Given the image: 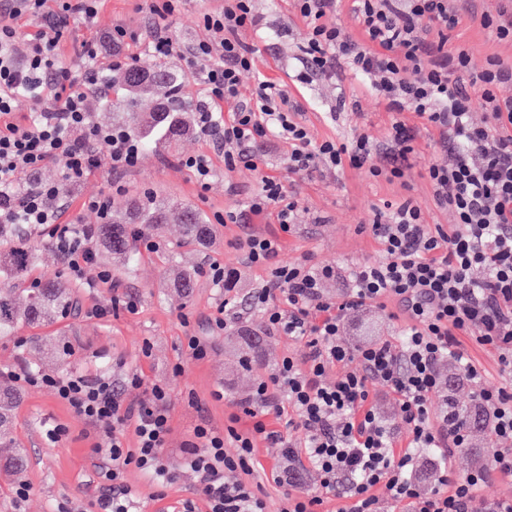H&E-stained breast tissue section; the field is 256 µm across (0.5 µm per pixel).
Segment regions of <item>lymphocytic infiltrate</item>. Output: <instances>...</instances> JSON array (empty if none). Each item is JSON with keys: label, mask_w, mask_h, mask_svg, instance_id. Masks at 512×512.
Returning <instances> with one entry per match:
<instances>
[{"label": "lymphocytic infiltrate", "mask_w": 512, "mask_h": 512, "mask_svg": "<svg viewBox=\"0 0 512 512\" xmlns=\"http://www.w3.org/2000/svg\"><path fill=\"white\" fill-rule=\"evenodd\" d=\"M0 0V224L49 227L57 250L68 260L71 276L95 285L109 279L93 247V227L63 221L64 200L92 169L118 173L134 168L141 148L131 132L96 123L87 108L94 89L113 73L129 68L121 47L125 32L113 28L107 38L81 42V69L64 64L60 46L75 18L94 21L100 0ZM338 0H297L306 25L299 47L307 68L335 75L347 68L365 80L371 94L389 111L412 112L438 134L439 154L426 176L438 208L451 211L454 224L429 225L412 199L387 202L375 209L369 230L384 254L382 261L352 270L351 291L342 301L324 299L323 279L332 267L306 262L278 264L277 238L253 236L246 242L249 264L269 269L254 304L268 325L303 344L302 355L285 357L269 380L260 382L246 413L252 428L228 427L218 433L194 428L184 460L196 477V499L182 512H265L266 504L248 478L260 463L258 441L281 447L289 461L306 457L315 468L317 488H297V474L273 468L271 481L284 489L282 512H320L326 494L345 486L353 512H378L379 491L407 503L410 512H470L469 505L489 472L512 476V387L483 388L481 374L465 352L464 341L498 354L502 371L512 375V66L491 58L472 81L465 82L470 57L449 50L459 14L449 0H353L352 16L363 37L344 36L334 23ZM179 0H150L157 23L149 44L153 58H183L198 78L197 126L224 144V169L244 166L261 172L255 149L259 138L274 135L288 143L289 174L302 175L324 166L363 168L387 181L403 178L412 166L415 129L393 123L386 146L358 136L314 142L288 107L280 85L261 81L243 92L242 77L255 66V49L241 40L253 23L251 0H224V8L205 14L203 38L186 45L168 32L167 21ZM26 16L43 20L31 37L20 33ZM27 95L41 103L34 119L17 120L13 105ZM485 110L483 124L471 119L474 100ZM228 104V122L218 123L213 108ZM106 146L98 155L97 146ZM59 168L51 183L38 181L48 165ZM262 174V172H261ZM248 208L275 215L282 232L298 218L296 200L282 181L262 174ZM395 304L405 326L398 341L383 340L352 350L340 338L348 311L370 304ZM455 360L477 388L478 403L490 432L498 439L491 467L453 480L441 476L444 490L421 494L411 480L412 454L435 449L448 460L466 447L468 435L456 427L447 407L433 408L440 389L441 361ZM336 379H329V372ZM8 376L28 387L50 388L74 416L95 431L94 450L105 461L103 475L111 493L95 502L96 512H131L134 497L126 483L129 468L159 485L175 476L163 462L171 433L166 386L144 384L135 373L126 387L145 389L144 400H128L111 378L33 373L24 366ZM393 395L406 426L403 452L393 450L391 436L371 401V385ZM286 418L303 430L296 448L268 415ZM135 446H128L127 435ZM234 452H227L225 441Z\"/></svg>", "instance_id": "obj_1"}]
</instances>
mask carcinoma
<instances>
[{
    "label": "carcinoma",
    "mask_w": 512,
    "mask_h": 512,
    "mask_svg": "<svg viewBox=\"0 0 512 512\" xmlns=\"http://www.w3.org/2000/svg\"><path fill=\"white\" fill-rule=\"evenodd\" d=\"M189 79L169 65L134 66L112 77V88L127 109L130 131L148 148L170 145L189 130L191 112ZM178 223L187 241L207 243L213 227L195 206L162 198L151 192L143 198L112 205L108 221L95 226V245L128 271L138 264L136 234L147 233L160 224ZM32 224H0V337L7 338L22 325H46L67 313L78 311L74 289L58 280L36 288H19L37 259ZM18 399L13 392L0 393V461L20 471L21 459L7 452L11 443L10 415ZM448 414L464 427L473 417L453 396H448Z\"/></svg>",
    "instance_id": "obj_1"
}]
</instances>
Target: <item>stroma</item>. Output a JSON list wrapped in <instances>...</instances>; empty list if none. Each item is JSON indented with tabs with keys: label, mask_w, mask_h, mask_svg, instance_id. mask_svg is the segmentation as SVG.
Listing matches in <instances>:
<instances>
[{
	"label": "stroma",
	"mask_w": 512,
	"mask_h": 512,
	"mask_svg": "<svg viewBox=\"0 0 512 512\" xmlns=\"http://www.w3.org/2000/svg\"><path fill=\"white\" fill-rule=\"evenodd\" d=\"M223 6L224 0H186L180 12L169 18V28L179 41H195L204 35L198 25L200 14L222 10ZM252 12L255 24L244 30L241 38L255 45L258 53L255 71L243 77L245 90H252L260 79L286 86L299 107L297 121L307 127L314 141L363 134L374 143H386L394 115L359 77L348 71L333 77L305 75L297 60L305 25L295 0H252ZM115 26L125 27L135 36L126 54L136 58L139 66L152 64L148 52L152 19L146 0H104L94 25L71 21L61 44L64 63L74 69L81 67L76 43L89 32L103 35ZM448 46L468 50L469 74L473 77L481 73L490 57L512 64V42L497 40L489 31L466 21L452 32ZM404 118L416 129L413 167L403 179L393 182L349 167L289 175L284 164L288 145L273 137L259 139L256 144L265 161L262 172L240 167L228 174L217 137L195 130L185 135L173 152L142 151L131 170L114 174L103 167L94 169L73 189L68 201L69 215L77 223H99L98 214L85 209L83 202L115 181L122 185L126 198L152 191L194 205L213 221L214 238L207 245L184 244L178 225L163 226L150 235L156 249H140L141 262L131 276L120 273L115 260L101 257V266L110 272L109 281L93 288L77 285L78 315L58 318L48 326H23L12 338L0 340V370L21 362L36 372L108 375L117 384L124 374L136 372L146 383L166 385L171 433L164 462L177 479L160 497L155 494L153 481L137 469L128 470L126 482L136 493L137 512H151L158 506L170 512L181 500L195 498L196 483L184 466L182 452L194 427L204 423L221 433L230 424V416L236 414L240 417L237 430L250 429L251 420L243 415L242 403L284 357L300 355L303 350L300 342L270 330L263 314L251 308L250 295L266 280L267 271L247 263V238L278 237L277 263L308 259L332 267L335 274L323 281L321 291L324 298L339 301L349 291L350 269L383 257L366 229L374 209L409 197L420 207L424 223H453L451 212L436 207L431 186L422 176L438 156L436 135L415 114L405 113ZM194 154L208 156L213 166L208 190H201L194 173L180 164L181 158ZM264 174L284 179L287 191L297 198L299 218L293 231L281 232L275 218L268 215L252 216L239 224L218 222V215L246 208ZM214 264L233 273L231 287L213 282L210 267ZM180 265L197 273L196 286L187 298L179 296L172 286ZM116 293L134 300L136 312L121 305L106 316H94V308ZM228 294L237 299L236 315L226 329L210 330L209 321L220 316ZM402 324V319L392 317L390 309L369 305L348 312L341 338L360 348L396 336ZM192 334L207 343L205 358H192L186 341ZM60 342L72 347L64 362L55 353ZM178 365L183 368L179 374L174 371ZM55 424L66 425L68 435L52 444L45 433ZM11 433L28 460L24 482L30 495L26 501H17L14 478L0 471V512H86L89 499L98 492L92 426L75 417L48 388H25L13 410Z\"/></svg>",
	"instance_id": "35a3bbf8"
}]
</instances>
